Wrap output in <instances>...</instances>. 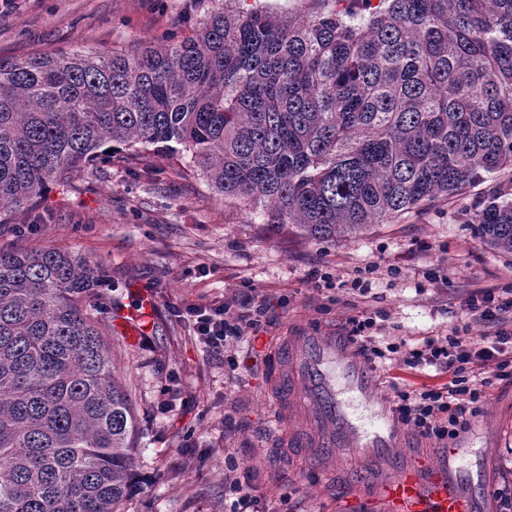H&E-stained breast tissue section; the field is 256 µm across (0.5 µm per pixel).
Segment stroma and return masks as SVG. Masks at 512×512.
I'll use <instances>...</instances> for the list:
<instances>
[{
	"label": "stroma",
	"instance_id": "obj_1",
	"mask_svg": "<svg viewBox=\"0 0 512 512\" xmlns=\"http://www.w3.org/2000/svg\"><path fill=\"white\" fill-rule=\"evenodd\" d=\"M224 0H0V56L50 51L133 48L167 33L188 34ZM442 201L365 236L300 237L288 225L221 200L189 172L187 156L113 158L87 167L66 185H50L38 209L0 214V251L49 246L95 255L103 263L102 318L111 329L112 362L138 421L133 489L122 512H230L233 485L248 480L257 512H384L353 504L347 488L370 487L372 471L345 448L323 454L296 448L300 425L272 389L270 346L302 327L346 334L365 308L385 320L376 336L393 347L374 374L380 398L400 378L436 383V370L410 372L403 360L424 338L467 327L463 304L478 288L512 285V255L488 249L467 224L482 196ZM401 269L390 275L391 266ZM369 270L367 293L319 287L312 271L331 277ZM437 272L438 281L427 278ZM272 306L266 348L245 331L225 352L209 350L176 312L228 302L245 287ZM138 312V336L121 330L118 313ZM238 361L237 369L224 364ZM460 432L471 448L463 465L489 487L495 512L512 499V383L494 381Z\"/></svg>",
	"mask_w": 512,
	"mask_h": 512
}]
</instances>
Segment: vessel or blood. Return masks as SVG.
<instances>
[{
	"mask_svg": "<svg viewBox=\"0 0 512 512\" xmlns=\"http://www.w3.org/2000/svg\"><path fill=\"white\" fill-rule=\"evenodd\" d=\"M277 355L279 390L299 401L307 418L297 446L361 451L382 474L372 493L386 512H484L483 489L459 464L469 453L466 444L442 449L434 462L396 456L416 441L389 406L377 402L374 375L346 337L308 332L291 337ZM349 392L369 410V422L351 410Z\"/></svg>",
	"mask_w": 512,
	"mask_h": 512,
	"instance_id": "vessel-or-blood-1",
	"label": "vessel or blood"
}]
</instances>
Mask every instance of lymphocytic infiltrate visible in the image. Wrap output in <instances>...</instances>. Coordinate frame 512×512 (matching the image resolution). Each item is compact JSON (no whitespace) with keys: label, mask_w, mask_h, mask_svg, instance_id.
<instances>
[{"label":"lymphocytic infiltrate","mask_w":512,"mask_h":512,"mask_svg":"<svg viewBox=\"0 0 512 512\" xmlns=\"http://www.w3.org/2000/svg\"><path fill=\"white\" fill-rule=\"evenodd\" d=\"M464 312L487 325V332L467 339L455 333L430 336L406 359L411 368L439 369L447 374V382L396 390L391 402L395 417L424 438H454L468 428L485 396L486 380L476 378V369L494 378H512V289H478L466 300ZM185 313L197 335L216 351L237 341L245 330L257 332L271 324L266 301L252 288L236 302L192 305Z\"/></svg>","instance_id":"f902f5d3"}]
</instances>
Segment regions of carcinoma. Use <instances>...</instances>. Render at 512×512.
I'll return each instance as SVG.
<instances>
[{"instance_id":"obj_1","label":"carcinoma","mask_w":512,"mask_h":512,"mask_svg":"<svg viewBox=\"0 0 512 512\" xmlns=\"http://www.w3.org/2000/svg\"><path fill=\"white\" fill-rule=\"evenodd\" d=\"M260 0L135 51L0 57V210L112 162L187 153L224 198L310 239L490 189L467 221L512 254V0ZM100 261L0 252V512H117L137 425L98 318Z\"/></svg>"}]
</instances>
